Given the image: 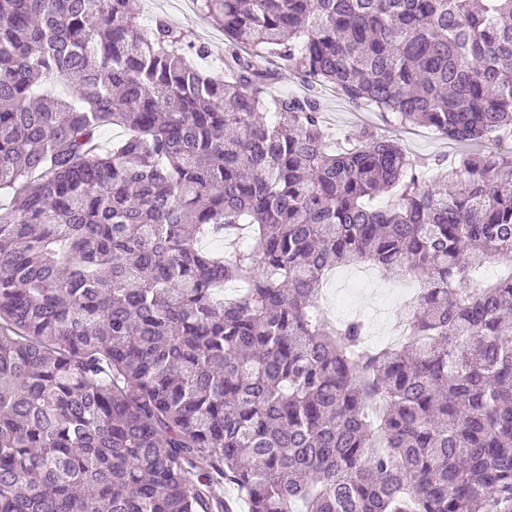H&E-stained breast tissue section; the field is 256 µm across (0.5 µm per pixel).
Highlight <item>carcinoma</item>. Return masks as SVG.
Segmentation results:
<instances>
[{
	"instance_id": "obj_1",
	"label": "carcinoma",
	"mask_w": 512,
	"mask_h": 512,
	"mask_svg": "<svg viewBox=\"0 0 512 512\" xmlns=\"http://www.w3.org/2000/svg\"><path fill=\"white\" fill-rule=\"evenodd\" d=\"M197 2L221 74L130 0H0V512H512V275L477 285L512 259V0ZM322 86L488 149H336ZM360 263L425 282L397 348L319 314ZM276 78L272 80L267 86L266 91L269 94L277 96L297 95L302 96L308 93L307 87L300 81V79L293 72L282 70Z\"/></svg>"
}]
</instances>
